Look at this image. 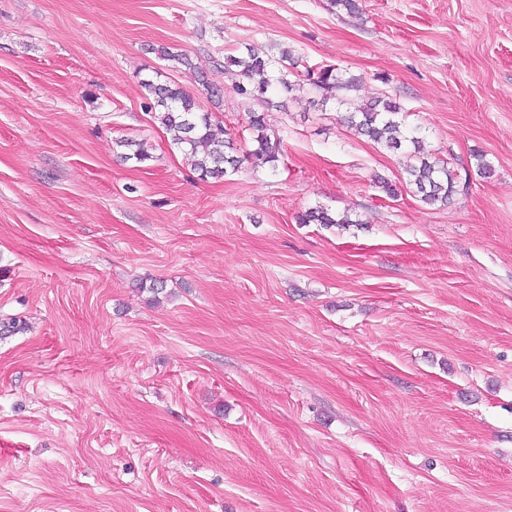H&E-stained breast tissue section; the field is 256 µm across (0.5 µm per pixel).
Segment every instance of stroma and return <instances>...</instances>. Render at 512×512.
<instances>
[{
	"label": "stroma",
	"mask_w": 512,
	"mask_h": 512,
	"mask_svg": "<svg viewBox=\"0 0 512 512\" xmlns=\"http://www.w3.org/2000/svg\"><path fill=\"white\" fill-rule=\"evenodd\" d=\"M359 8L0 0V512H512V0ZM245 44L396 99L467 191L424 204L307 85L277 169L200 180L140 80L187 53L247 150ZM298 220L301 224H323L327 226L355 223V220H352L348 213L336 214V212L322 206L309 208L298 217Z\"/></svg>",
	"instance_id": "1"
}]
</instances>
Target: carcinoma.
Wrapping results in <instances>:
<instances>
[{"label":"carcinoma","instance_id":"carcinoma-1","mask_svg":"<svg viewBox=\"0 0 512 512\" xmlns=\"http://www.w3.org/2000/svg\"><path fill=\"white\" fill-rule=\"evenodd\" d=\"M158 58L167 63L171 71H186L205 91L208 100L215 106L223 101L221 90L211 86L206 72L186 54L161 45L154 48ZM219 66L226 70L237 68L242 81L236 84V92L252 100L257 108L250 111L249 127L253 133L252 148L242 156L235 155L231 141L224 139L223 129L218 127L213 113L202 109L198 98L179 83L160 81L161 72L147 76L142 86L148 94L150 112L169 135L171 145L186 156L193 170L203 181L221 178L228 171H235L243 161L257 167L269 166L276 169L279 153L270 145L271 138L265 120V112L274 107L271 94L277 89L289 92L301 84L311 86L320 95V104L325 106L334 101L353 106L344 121L358 134L382 145L393 152L407 146L413 147L417 162L406 168L408 183L414 187L420 200L426 204L445 203L460 191L467 189V183L444 159H431L425 155L419 130L406 127L399 114L402 108L389 97L369 103L352 105L349 92L356 90L358 79L345 77L330 65L313 64L296 71L294 55L288 49H281L279 57L262 55L249 46L245 51L224 56ZM117 146L125 149L123 157L143 163L150 159L143 144L134 139L123 138ZM301 224H352L347 213L336 214L318 206L306 210L298 217Z\"/></svg>","mask_w":512,"mask_h":512}]
</instances>
